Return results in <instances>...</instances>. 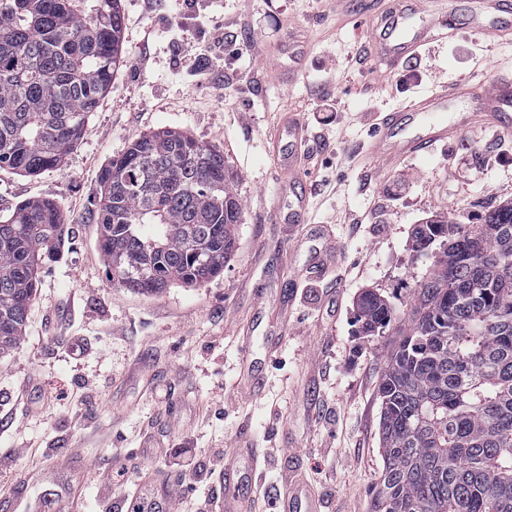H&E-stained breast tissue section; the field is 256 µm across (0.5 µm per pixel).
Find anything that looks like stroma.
I'll return each instance as SVG.
<instances>
[{"label": "stroma", "mask_w": 512, "mask_h": 512, "mask_svg": "<svg viewBox=\"0 0 512 512\" xmlns=\"http://www.w3.org/2000/svg\"><path fill=\"white\" fill-rule=\"evenodd\" d=\"M123 63L58 170L0 167V217L54 200L69 236L45 261L25 333L0 355V512H125L155 483L160 448L193 449L196 497L224 479L212 451L260 449L245 486L270 512L279 472L296 468L321 512H370L384 461L376 385L391 335L357 336L356 299H388L398 322L428 258L411 248L432 216L464 224L512 200V134L476 124L448 146L389 168L366 153L377 116L466 78L512 74V47L467 32L428 45L389 77L358 57L382 0H121ZM310 44L288 76V41ZM308 125L309 221L276 224L271 142L284 113ZM186 132L223 151L243 220L223 274L199 288L142 295L107 278L94 218L101 176L142 135ZM277 358L265 362L278 323ZM253 325L250 350L242 331ZM113 478L112 495L96 488Z\"/></svg>", "instance_id": "1"}]
</instances>
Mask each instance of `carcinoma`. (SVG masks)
<instances>
[{
  "mask_svg": "<svg viewBox=\"0 0 512 512\" xmlns=\"http://www.w3.org/2000/svg\"><path fill=\"white\" fill-rule=\"evenodd\" d=\"M120 0H0V165L60 169L121 62ZM100 248L112 283L200 287L234 254L242 207L224 153L186 133L135 140L102 180ZM65 217L30 199L0 221V353L24 334ZM432 259L408 320L366 291L359 332L395 328L378 380L381 481L371 512H512V203L480 224L418 225Z\"/></svg>",
  "mask_w": 512,
  "mask_h": 512,
  "instance_id": "cac0c4a2",
  "label": "carcinoma"
}]
</instances>
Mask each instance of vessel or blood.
<instances>
[{
    "label": "vessel or blood",
    "mask_w": 512,
    "mask_h": 512,
    "mask_svg": "<svg viewBox=\"0 0 512 512\" xmlns=\"http://www.w3.org/2000/svg\"><path fill=\"white\" fill-rule=\"evenodd\" d=\"M453 0H396L384 36L373 37L376 62L397 73L433 41L452 35ZM466 25L471 32L512 41V0H466ZM483 122L512 132V77L483 88L461 80L451 87L417 96L408 105L385 113L371 133L370 158L392 166L406 157L427 153L438 144L457 140L472 124ZM306 137L303 121L288 116L272 144L280 193H287L302 176ZM244 463L224 467V512L240 503L247 470L259 462L256 449H244ZM272 512H319L310 491L290 487L273 502Z\"/></svg>",
    "instance_id": "1"
}]
</instances>
